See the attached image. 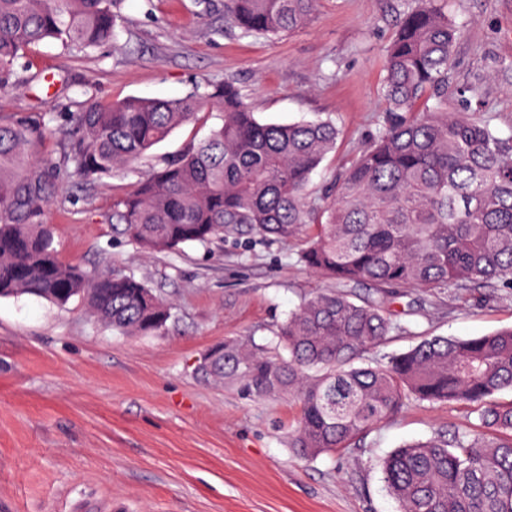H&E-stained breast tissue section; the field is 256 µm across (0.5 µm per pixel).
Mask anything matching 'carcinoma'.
Here are the masks:
<instances>
[{
	"instance_id": "1",
	"label": "carcinoma",
	"mask_w": 512,
	"mask_h": 512,
	"mask_svg": "<svg viewBox=\"0 0 512 512\" xmlns=\"http://www.w3.org/2000/svg\"><path fill=\"white\" fill-rule=\"evenodd\" d=\"M116 0H0V90L22 81L32 47L117 42ZM445 0H416L385 54L386 115L369 145L314 200L312 174L336 147L331 118L262 123L238 84L182 97L91 99L61 115L59 157L40 112L0 114V297L29 295L90 314L130 336L161 331L172 305L142 280L90 273L54 246L49 204L69 174L95 184L133 172L176 129L208 112L209 135L138 173L112 220L145 253L208 246L244 224L263 237L304 236L299 259L364 299L326 290L303 299L265 344L227 339L202 376L256 398L286 395L300 413L290 447L305 459L351 448L410 400L472 408L478 423L407 443L381 464L399 512H512V328L461 339L431 336L385 362L366 356L404 329L386 310L393 289L424 293L488 284L512 290V136L448 107L459 31ZM318 0H224L246 34L278 36L314 17Z\"/></svg>"
}]
</instances>
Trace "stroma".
I'll return each instance as SVG.
<instances>
[{
  "mask_svg": "<svg viewBox=\"0 0 512 512\" xmlns=\"http://www.w3.org/2000/svg\"><path fill=\"white\" fill-rule=\"evenodd\" d=\"M415 0H320L291 34H245L224 0H117L120 49L62 50L28 60L35 82L0 91V113L79 111L83 101L169 99L197 83L235 80L256 118L329 117L340 131L311 179L319 192L377 132L386 101L385 51ZM461 28L448 100L512 135V0H448ZM133 176L64 181L47 220L62 259L117 267L173 304L160 333L126 336L80 299L59 307L0 298V512H398L380 461L410 441L465 429L470 409L409 401L358 447L304 460L288 446L299 406L254 398L197 370L214 344L270 340L300 301L333 283L297 261L300 239L249 227L172 254L139 251L112 224ZM405 288L388 303L404 330L371 352L382 361L426 336L470 338L512 327V292L466 300L452 288L419 303Z\"/></svg>",
  "mask_w": 512,
  "mask_h": 512,
  "instance_id": "stroma-1",
  "label": "stroma"
}]
</instances>
